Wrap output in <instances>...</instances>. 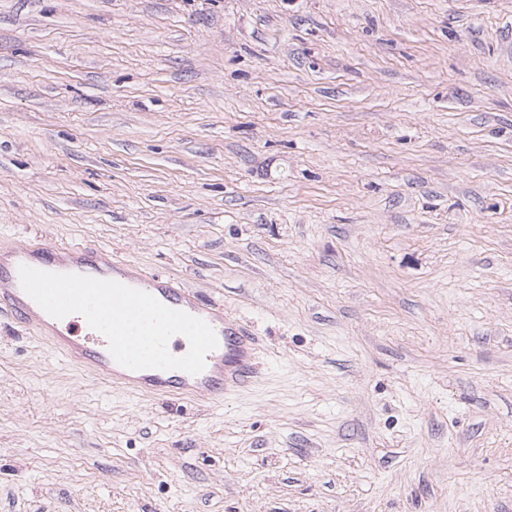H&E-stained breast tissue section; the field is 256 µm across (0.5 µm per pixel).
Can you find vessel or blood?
<instances>
[{
  "mask_svg": "<svg viewBox=\"0 0 512 512\" xmlns=\"http://www.w3.org/2000/svg\"><path fill=\"white\" fill-rule=\"evenodd\" d=\"M23 265L113 280L147 292L171 309L205 320L214 329L218 345L207 354L204 370L196 375L177 369L124 368L110 355L106 339L85 325L83 316L72 313L61 320L53 318L26 294L19 277ZM0 307L51 342L65 358L136 392L199 395L219 404L256 375L257 339L246 324L225 311L223 303L203 297L173 278L132 270L125 260L101 248L18 244L0 257Z\"/></svg>",
  "mask_w": 512,
  "mask_h": 512,
  "instance_id": "b4317fda",
  "label": "vessel or blood"
}]
</instances>
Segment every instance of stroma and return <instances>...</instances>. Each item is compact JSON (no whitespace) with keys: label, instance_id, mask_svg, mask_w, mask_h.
Instances as JSON below:
<instances>
[{"label":"stroma","instance_id":"stroma-1","mask_svg":"<svg viewBox=\"0 0 512 512\" xmlns=\"http://www.w3.org/2000/svg\"><path fill=\"white\" fill-rule=\"evenodd\" d=\"M223 301L135 395L0 314V512H512V0H0V252ZM20 265L113 280L147 292L171 309L205 320L214 329L218 345L207 354L205 368L197 375L177 369L124 368L110 355L106 339L92 330L83 316L72 313L56 319L44 312L23 290ZM0 307L51 342L65 358L135 392L175 397L199 395L220 404L256 375L257 339L239 318L224 311L223 303L203 297L173 278L133 271L125 260L112 257L111 252L101 248L18 244L0 257ZM61 323H66L67 332L59 328ZM72 327H77L74 333L70 332Z\"/></svg>","mask_w":512,"mask_h":512}]
</instances>
